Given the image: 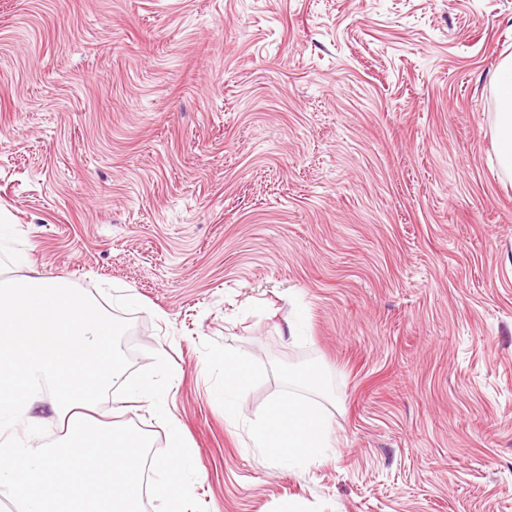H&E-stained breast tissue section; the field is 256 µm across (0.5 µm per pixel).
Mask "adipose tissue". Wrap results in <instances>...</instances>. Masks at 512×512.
<instances>
[{
	"mask_svg": "<svg viewBox=\"0 0 512 512\" xmlns=\"http://www.w3.org/2000/svg\"><path fill=\"white\" fill-rule=\"evenodd\" d=\"M499 91L498 158L512 170V59L505 60L496 73ZM249 383L246 357L224 359V413L229 420L243 417L242 396ZM330 421L313 401L288 393L271 403L252 424L256 447L273 460L307 461L318 458L329 447Z\"/></svg>",
	"mask_w": 512,
	"mask_h": 512,
	"instance_id": "ef3b65f1",
	"label": "adipose tissue"
}]
</instances>
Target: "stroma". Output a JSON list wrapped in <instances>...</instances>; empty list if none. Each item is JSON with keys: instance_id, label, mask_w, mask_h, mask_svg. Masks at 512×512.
I'll list each match as a JSON object with an SVG mask.
<instances>
[{"instance_id": "stroma-1", "label": "stroma", "mask_w": 512, "mask_h": 512, "mask_svg": "<svg viewBox=\"0 0 512 512\" xmlns=\"http://www.w3.org/2000/svg\"><path fill=\"white\" fill-rule=\"evenodd\" d=\"M509 58L512 0H0V274L171 363L207 512H512ZM228 353L251 416L314 372L331 448L225 420ZM499 91L498 158L500 164L512 170V59L505 60L496 73Z\"/></svg>"}]
</instances>
